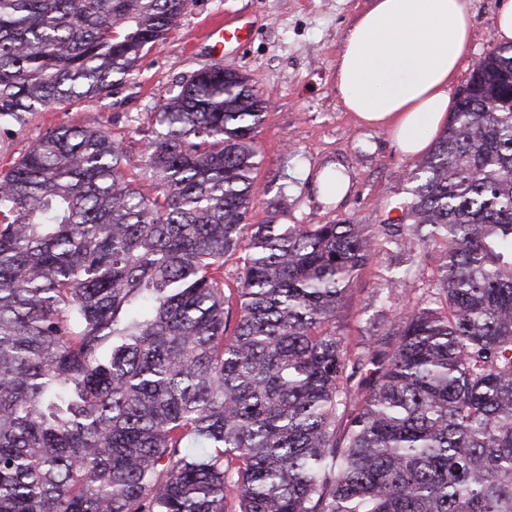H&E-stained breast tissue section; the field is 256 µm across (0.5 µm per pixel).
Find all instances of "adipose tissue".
<instances>
[{
  "label": "adipose tissue",
  "instance_id": "adipose-tissue-1",
  "mask_svg": "<svg viewBox=\"0 0 512 512\" xmlns=\"http://www.w3.org/2000/svg\"><path fill=\"white\" fill-rule=\"evenodd\" d=\"M471 35L470 0H369L337 55L345 108L403 155L425 154L454 109Z\"/></svg>",
  "mask_w": 512,
  "mask_h": 512
}]
</instances>
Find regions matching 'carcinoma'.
I'll list each match as a JSON object with an SVG mask.
<instances>
[{
    "instance_id": "carcinoma-1",
    "label": "carcinoma",
    "mask_w": 512,
    "mask_h": 512,
    "mask_svg": "<svg viewBox=\"0 0 512 512\" xmlns=\"http://www.w3.org/2000/svg\"><path fill=\"white\" fill-rule=\"evenodd\" d=\"M196 4L0 0V127L110 95ZM266 109L207 64L141 163L62 125L0 171V512H512V44L376 229L248 223ZM380 236L443 250L351 350Z\"/></svg>"
}]
</instances>
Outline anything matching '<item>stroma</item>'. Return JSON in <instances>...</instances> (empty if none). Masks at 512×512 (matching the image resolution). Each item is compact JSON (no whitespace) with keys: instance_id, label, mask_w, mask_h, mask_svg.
<instances>
[{"instance_id":"35a3bbf8","label":"stroma","mask_w":512,"mask_h":512,"mask_svg":"<svg viewBox=\"0 0 512 512\" xmlns=\"http://www.w3.org/2000/svg\"><path fill=\"white\" fill-rule=\"evenodd\" d=\"M504 0H471L473 33L458 83L466 85L478 59L498 45L494 21ZM368 0H198L176 31L154 46L133 75L110 95L64 112L45 109L27 123L0 129V169L20 158L47 131L67 124L104 125L141 159L155 127L154 107L174 80L202 65L221 63L254 78L268 102L257 142L263 161L261 193L249 214L260 224L274 215L280 184L288 186L291 224H378L412 187L413 161L386 132L361 127L336 90V58L355 16ZM240 20L250 38L221 54L203 30ZM337 167L350 178L348 195L324 201L316 178ZM441 252L430 242L416 251L379 240L370 266L352 285L341 330L350 343L383 336L392 317L423 293Z\"/></svg>"}]
</instances>
